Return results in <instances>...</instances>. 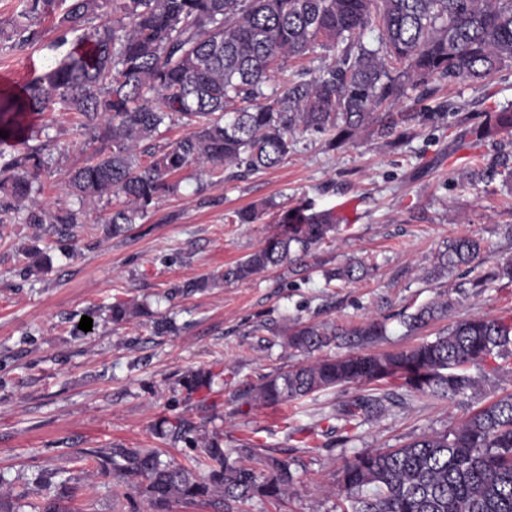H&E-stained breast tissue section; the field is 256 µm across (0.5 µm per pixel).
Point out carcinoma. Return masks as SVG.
<instances>
[{"mask_svg":"<svg viewBox=\"0 0 512 512\" xmlns=\"http://www.w3.org/2000/svg\"><path fill=\"white\" fill-rule=\"evenodd\" d=\"M20 20L9 39L26 47L42 39L34 20L56 17L59 41L73 37L75 48L22 86V95L0 91V144L22 149L7 156L0 149V224H51L68 231L83 223L91 201L121 199L102 217L112 235L127 232L136 219L177 191L175 177L188 169L224 173L274 168L296 152V133L330 136L336 148L363 131L380 139H400L412 126L439 112H381L385 104L431 83L459 79L483 82L512 67V0H22ZM117 13L112 18L105 7ZM377 27L374 44L362 39ZM338 51L333 66L298 80L283 78L266 96L262 86L287 58L316 48ZM239 102L242 107L227 110ZM44 112L72 114L75 134L99 143L88 162L65 177L66 193L79 208L50 210L39 204L35 184L50 168L46 145H31L28 119ZM178 119L189 127L181 138L160 144L161 127ZM470 134L478 141L512 137V108L487 113ZM148 157L142 164L140 158ZM500 176L512 185V155L499 153L471 172ZM280 231L222 275L184 284L197 290L220 280L247 281L285 263L305 258L335 239V213L285 211ZM480 242L453 238L437 254L429 272L438 280L471 264ZM451 302H433L406 316L411 330L444 315ZM139 315V307L117 300L112 323ZM386 334L384 323L297 324L288 330L289 349L312 354L344 347V356H324L310 364L267 377L237 395L250 408L279 406L315 392L347 385L379 384L344 402L336 419L351 432L403 399L390 390L450 401L469 398L477 381L468 370L499 373L512 357V317L461 320L404 350L366 353ZM213 376H185L190 394L211 389ZM162 436L184 442L197 453L179 464L153 449L114 445L89 450L83 464L116 479L115 507L134 505V496L152 512H171L178 503L224 499V512L255 496L280 502L293 476L291 462L262 453L247 439L229 450L217 437L197 435L178 416L163 418ZM255 461L261 468L243 464ZM73 497L67 483L50 487L34 512H69L57 501ZM336 512H512V393L473 411L451 431L416 437L399 448H373L348 460Z\"/></svg>","mask_w":512,"mask_h":512,"instance_id":"cac0c4a2","label":"carcinoma"}]
</instances>
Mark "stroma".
<instances>
[{
    "label": "stroma",
    "mask_w": 512,
    "mask_h": 512,
    "mask_svg": "<svg viewBox=\"0 0 512 512\" xmlns=\"http://www.w3.org/2000/svg\"><path fill=\"white\" fill-rule=\"evenodd\" d=\"M39 28L36 45L0 41V79L24 84L66 54L51 18ZM437 88L425 106L443 120L416 126L398 144L364 132L335 149L326 135L307 131L277 167L223 180L205 172L184 176L177 192L116 237L101 223L103 200L85 206V221L69 238L46 225L1 228L0 493L25 489L36 505L41 482L64 480L77 490L70 505L78 512H114L111 481L84 470V452L121 443L184 461L191 448L166 444L154 432L160 417L180 415L200 434L223 435L226 446L250 438L292 460L293 481L281 502L257 496L244 512H336L346 460L455 429L473 409L511 393L512 375L505 374L481 382L462 403L412 395L360 427L355 440L342 442L336 432L314 451L302 445L307 430L328 427L358 386L244 412L235 400L245 387L303 361L284 344L296 321L378 319L387 332L370 350L384 353L434 339L465 318L512 316V284L485 278L512 259V188L465 177L498 151L512 152L510 141L478 142L470 134L486 113L512 106V68L483 83L460 79ZM35 124L53 156L40 178V199L70 204L64 175L94 147L74 137L69 114L48 113ZM306 202L342 218L335 240L306 266L185 291V283L245 259L278 231L284 211ZM253 204L261 207L259 217L238 223L237 211ZM457 235L479 239V257L430 280L439 249ZM29 247L48 252L49 270L28 272ZM350 261L364 263L367 275L326 281L325 271ZM480 278L485 286L475 287ZM443 294L452 301L444 317L414 331L406 327L404 315ZM118 298L136 300L146 314L113 325L108 308ZM85 316L93 329L74 335ZM197 370L213 373L214 384L190 396L180 379Z\"/></svg>",
    "instance_id": "stroma-1"
}]
</instances>
